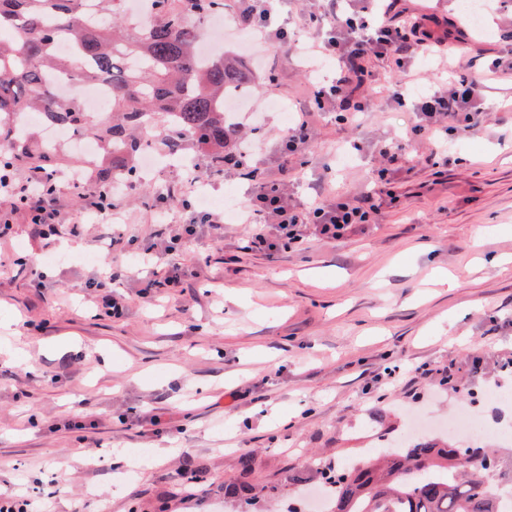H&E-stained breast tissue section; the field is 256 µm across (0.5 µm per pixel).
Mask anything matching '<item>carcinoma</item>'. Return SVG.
<instances>
[{"label": "carcinoma", "instance_id": "carcinoma-1", "mask_svg": "<svg viewBox=\"0 0 512 512\" xmlns=\"http://www.w3.org/2000/svg\"><path fill=\"white\" fill-rule=\"evenodd\" d=\"M95 2L89 14L85 0H0V160L57 168V147L15 121L33 112L74 134L91 131L109 157L91 171L98 185L135 180L134 162L150 146L179 157L188 142L224 169L238 133L224 99L259 88L237 57L198 48L200 25L224 14V0H153L149 23L130 32L112 21L124 0ZM63 38L67 56L57 53ZM54 75L111 85L109 116L96 123L78 100L57 98ZM489 456L497 459L491 475L479 468ZM503 484L512 485V460L497 451L422 439L376 449L329 487L333 512H497Z\"/></svg>", "mask_w": 512, "mask_h": 512}]
</instances>
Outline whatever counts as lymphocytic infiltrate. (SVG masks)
Here are the masks:
<instances>
[{
	"label": "lymphocytic infiltrate",
	"instance_id": "obj_1",
	"mask_svg": "<svg viewBox=\"0 0 512 512\" xmlns=\"http://www.w3.org/2000/svg\"><path fill=\"white\" fill-rule=\"evenodd\" d=\"M399 0H361L359 10L344 9L340 0H326L317 10L305 11L298 17L301 30H319L317 39L306 43L309 54L316 58H334L336 76L322 83L315 92L320 111L332 112L338 124L357 128L361 118L373 109L376 95H385L398 105H410L413 126L410 133L383 141L378 153L382 159L374 168L369 189L350 197L314 196L297 204L290 200L282 178L247 173L252 183L247 198L238 201L236 221L251 227L246 241L250 251L270 252L284 245L302 244L309 236L339 240L358 226L372 223L384 203H396L402 160L412 159L416 164H445L450 150L440 137L441 131L455 132L465 138L483 126L486 110L484 88L488 73L480 71L470 77L449 76L444 83L435 85L419 96H410L405 81H380L374 63H385L391 71H406L411 55L426 54L440 63L458 62L467 34L466 23L442 25L433 14L400 15L396 7ZM239 15L245 16L242 26L254 44L271 47L287 42V27L275 24L265 0H239ZM427 140L429 153H410L416 140ZM81 189L77 175L61 171L47 172L38 168L18 174L14 167L0 166V198L9 201L10 212L0 215V242L13 240V211L24 214L26 223L32 224L34 234L56 251L65 233L62 225H70L68 234L78 236L72 227L71 216L60 204L61 185ZM158 213L162 223L153 243L137 245L135 237L111 233L110 228L118 210L111 189H94L85 197L84 210L96 214L103 231L98 238L105 253L123 250L125 245H137L138 255H153L164 261L162 279L148 278L141 283L144 298H151L154 288H181L185 284L203 279L204 266L186 267L173 262V255L183 245L206 235L213 240L224 238L226 214L202 202L183 200L179 209H172L167 194H158ZM97 276L87 283L94 293L97 311L119 315L124 299L114 294L113 287L127 271L126 266L109 263L98 266Z\"/></svg>",
	"mask_w": 512,
	"mask_h": 512
}]
</instances>
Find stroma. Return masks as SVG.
Wrapping results in <instances>:
<instances>
[{
    "mask_svg": "<svg viewBox=\"0 0 512 512\" xmlns=\"http://www.w3.org/2000/svg\"><path fill=\"white\" fill-rule=\"evenodd\" d=\"M510 15L504 0L485 32L470 30L474 67L512 58L495 38ZM224 48L276 78L240 118L241 132L265 142L246 170L276 171L285 123L265 103L278 99L307 109L313 132L310 163L289 188L295 201L315 189L365 191L379 141L406 129L408 107L375 98L352 130L311 109L314 80L294 46L250 51L231 37ZM485 97L489 126L454 141L448 166L403 174L399 201L377 223L267 253L245 250L248 225L225 226L223 241L196 240L176 257L206 263L207 281L150 301L139 282L161 268L128 257L120 318L91 304L93 232L65 238L37 290L44 247L16 223L27 267L0 247V493L40 512H298L324 470L401 438L411 415L438 422L477 396L493 414L487 393L512 389L502 369L512 363V83L490 81ZM194 175L161 164L125 196L123 220L140 241L155 235L157 193L181 195ZM438 267L448 285H435ZM392 363L422 372L367 391V374ZM447 371L461 392L441 385ZM133 407L184 427L166 461L150 424L124 423ZM75 418L94 423L96 446L63 429ZM133 448L148 451L141 465ZM232 483L248 486L251 504L225 496Z\"/></svg>",
    "mask_w": 512,
    "mask_h": 512,
    "instance_id": "1",
    "label": "stroma"
}]
</instances>
